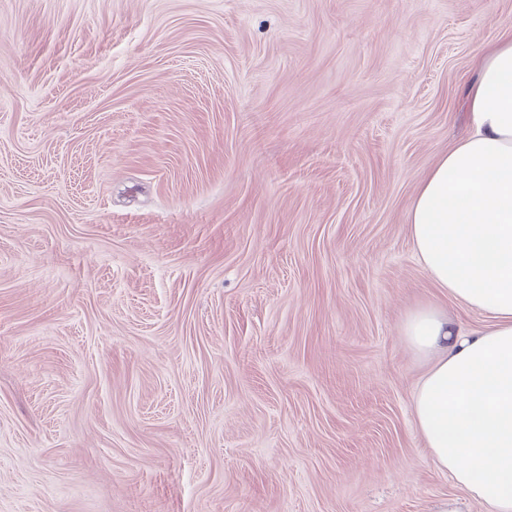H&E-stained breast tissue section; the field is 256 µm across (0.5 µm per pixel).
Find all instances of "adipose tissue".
<instances>
[{"instance_id": "obj_1", "label": "adipose tissue", "mask_w": 512, "mask_h": 512, "mask_svg": "<svg viewBox=\"0 0 512 512\" xmlns=\"http://www.w3.org/2000/svg\"><path fill=\"white\" fill-rule=\"evenodd\" d=\"M472 129L420 183L408 216L423 270L488 321L408 313L406 343L430 367L413 410L432 464L486 506L512 512V28L477 56Z\"/></svg>"}]
</instances>
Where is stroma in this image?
<instances>
[{"instance_id":"1","label":"stroma","mask_w":512,"mask_h":512,"mask_svg":"<svg viewBox=\"0 0 512 512\" xmlns=\"http://www.w3.org/2000/svg\"><path fill=\"white\" fill-rule=\"evenodd\" d=\"M512 0H0V512H484L408 214Z\"/></svg>"}]
</instances>
